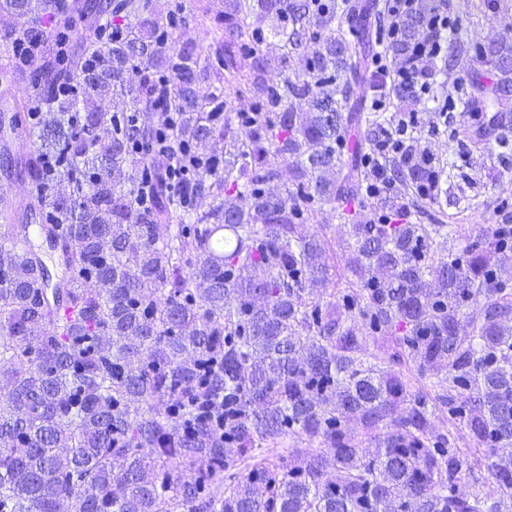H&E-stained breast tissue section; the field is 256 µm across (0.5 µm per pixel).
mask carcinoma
Segmentation results:
<instances>
[{
	"label": "carcinoma",
	"instance_id": "carcinoma-1",
	"mask_svg": "<svg viewBox=\"0 0 512 512\" xmlns=\"http://www.w3.org/2000/svg\"><path fill=\"white\" fill-rule=\"evenodd\" d=\"M0 8L37 22L27 0ZM176 11L149 41L79 54L60 39L38 52V89L0 88L15 109L3 151L10 135L41 138L32 201L0 207V512H506L512 224L450 247L460 216L411 221L439 204L414 195L419 167L339 152L352 130L371 146L390 124L364 109L369 92L394 90L369 60L405 54L424 36L420 16L379 53L376 0H229L211 59L167 49ZM339 14L356 43L332 27ZM267 23L283 66L305 61L277 81L262 56L236 61ZM472 53L499 73L493 93L512 90L511 43L455 26L444 67ZM159 55L169 86L151 72ZM226 84L262 99L231 140ZM294 98L309 110L288 111ZM158 101L173 128L138 123ZM172 140L179 166L146 167ZM385 174L371 206L390 215L357 222ZM317 200L343 204L341 264L325 225L298 232ZM35 218L58 276L28 245ZM472 304L481 320L467 331ZM208 398L224 400L222 436ZM482 467L487 497L466 481Z\"/></svg>",
	"mask_w": 512,
	"mask_h": 512
}]
</instances>
